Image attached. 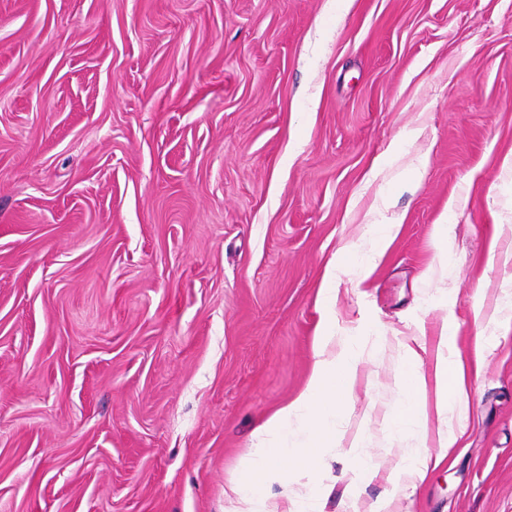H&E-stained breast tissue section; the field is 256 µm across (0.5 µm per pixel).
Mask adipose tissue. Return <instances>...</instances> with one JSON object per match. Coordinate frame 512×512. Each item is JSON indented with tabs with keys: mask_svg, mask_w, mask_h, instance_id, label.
Wrapping results in <instances>:
<instances>
[{
	"mask_svg": "<svg viewBox=\"0 0 512 512\" xmlns=\"http://www.w3.org/2000/svg\"><path fill=\"white\" fill-rule=\"evenodd\" d=\"M453 339L451 326H444L434 376L430 379L422 370L423 344H404V392L397 402L390 429H402L412 417L424 411L427 383L431 380L436 383L440 412H452L460 421L467 418L469 395L464 385V370L446 354ZM356 372L357 358L351 343H343L334 354L323 349L315 353L305 389L255 431V450L249 470L260 481L234 487L237 497L234 512H260L262 487L272 483L282 486L284 496L292 505L290 512H299L303 506L310 512H323L319 493H302L296 489L295 481L320 468L324 449L335 447L336 421L342 413L340 393L354 383ZM456 442V433L444 432L437 437V453L426 449L407 453L389 472L388 483L397 490L406 485L417 487L431 469L446 462Z\"/></svg>",
	"mask_w": 512,
	"mask_h": 512,
	"instance_id": "adipose-tissue-1",
	"label": "adipose tissue"
}]
</instances>
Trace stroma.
I'll use <instances>...</instances> for the list:
<instances>
[{
	"label": "stroma",
	"mask_w": 512,
	"mask_h": 512,
	"mask_svg": "<svg viewBox=\"0 0 512 512\" xmlns=\"http://www.w3.org/2000/svg\"><path fill=\"white\" fill-rule=\"evenodd\" d=\"M509 155L512 0H0V512H231L325 329L343 512L352 441L388 470L436 430L432 391L385 422L447 321L467 428L390 512H512ZM377 226V231L372 236V248L373 256L376 258H380L384 255L387 247L390 244L392 238L397 234L399 229V224H380V225H371ZM402 347L405 361L402 372L404 392L397 402L394 418L389 424L390 430H401L412 417L425 410L427 377L422 371L420 353L425 351V345L421 343L411 345L405 342Z\"/></svg>",
	"instance_id": "35a3bbf8"
}]
</instances>
